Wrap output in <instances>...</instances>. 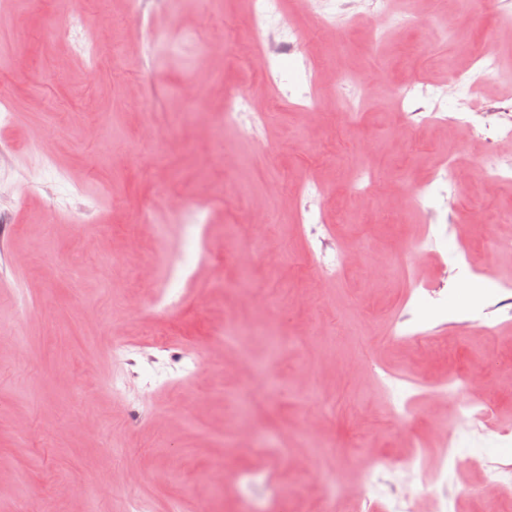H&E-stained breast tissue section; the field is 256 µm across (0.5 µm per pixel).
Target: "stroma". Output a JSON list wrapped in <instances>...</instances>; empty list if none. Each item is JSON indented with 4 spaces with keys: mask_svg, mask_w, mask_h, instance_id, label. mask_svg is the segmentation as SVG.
Here are the masks:
<instances>
[{
    "mask_svg": "<svg viewBox=\"0 0 512 512\" xmlns=\"http://www.w3.org/2000/svg\"><path fill=\"white\" fill-rule=\"evenodd\" d=\"M408 2L413 24L375 46L365 29L320 26L302 0H279L307 44L262 76L250 65L247 0H179L176 12L145 14L160 35L149 55L126 0H83L86 29L108 21L123 48L93 65L58 38L72 20L60 0H0V41L28 59L22 70L0 63V106L12 114L0 136L11 146L0 156V278L10 282L0 287V512H24L31 498L67 512L119 466L136 481L95 512H126L133 499L167 512L174 498L182 512H236L246 493L266 498L267 512H349L362 499L386 502L394 483L428 496L421 475L437 472L447 449L460 458L447 473L457 512H512V484L484 462L512 461V444L460 422L448 445L435 439L453 376H484L495 425L512 427V314L492 334L454 329L449 316L474 305L465 288H449L443 311L418 293L463 250L479 284L512 279V249L501 245L512 238V182L497 178L512 138L487 144L422 122L418 103L396 96L413 81L450 111L463 73L477 88L468 108L512 113V0ZM335 40L344 85L327 48ZM475 52L491 56L497 81L481 82ZM195 79L196 99L180 97ZM238 91L264 117L247 137L224 122V98ZM303 92L325 94V110L302 111ZM148 126L155 138H143ZM442 162L458 166L452 207L433 179ZM409 195L435 207L436 222L398 211ZM169 198L184 200L185 214L169 211ZM309 198L357 265L333 274L313 262L300 216ZM191 215L215 260L196 267L167 316H148ZM272 249L286 256L275 268ZM240 250L253 257L245 271ZM382 257L384 279L370 280ZM245 290L261 307L242 304ZM405 308L447 341V355L394 337ZM152 331L171 353L192 345L196 361L176 376L137 360L127 396L113 393L114 341L135 346ZM144 374L141 415L131 399ZM245 418L262 429L256 441L239 436ZM294 457L314 460L317 476L292 469ZM385 457L394 463L377 487Z\"/></svg>",
    "mask_w": 512,
    "mask_h": 512,
    "instance_id": "obj_1",
    "label": "stroma"
}]
</instances>
